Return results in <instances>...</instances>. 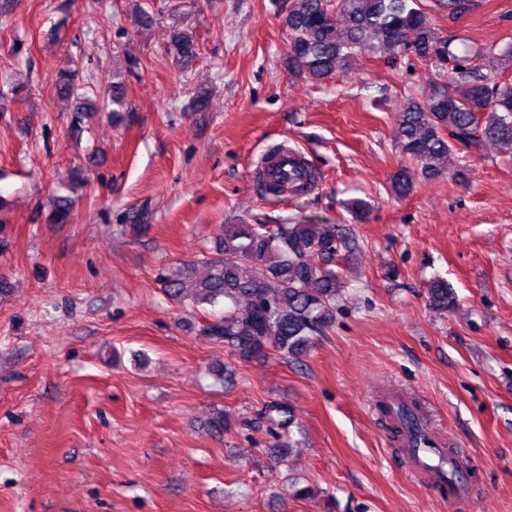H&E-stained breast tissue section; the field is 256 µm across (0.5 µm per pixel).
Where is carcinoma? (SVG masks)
<instances>
[{"label":"carcinoma","instance_id":"obj_1","mask_svg":"<svg viewBox=\"0 0 512 512\" xmlns=\"http://www.w3.org/2000/svg\"><path fill=\"white\" fill-rule=\"evenodd\" d=\"M434 2L451 19L479 5V0ZM285 26L288 64L312 79L328 78L357 56L381 51L409 50L442 72L424 98L405 99L397 113V146L414 169L404 165L394 172L391 195H409L417 175L462 176L460 151L478 142L512 155V83L492 81L497 71L512 66V46L499 53L491 49L473 65L436 37L418 0H291ZM166 52L185 70L198 57L193 36L181 30L174 31ZM54 90L57 98L76 101L78 119L96 110V102L80 92L74 70L59 72ZM259 181L263 194L277 197L290 187L307 192L311 178L280 170ZM50 206L51 223L68 222V197L54 195ZM357 248L356 238L334 224H226L220 257L207 263L210 273L201 280L179 274L168 279L165 291L174 300L188 291L200 303L224 299V320L211 325L209 335L240 358L268 349L299 358L332 325L336 298L344 290L333 266L338 259L350 261ZM428 299L436 310L455 305L452 289L440 280L430 286ZM263 419L270 432L285 433L295 423L293 410L278 403L267 406Z\"/></svg>","mask_w":512,"mask_h":512}]
</instances>
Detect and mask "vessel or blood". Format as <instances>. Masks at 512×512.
Returning a JSON list of instances; mask_svg holds the SVG:
<instances>
[{"mask_svg":"<svg viewBox=\"0 0 512 512\" xmlns=\"http://www.w3.org/2000/svg\"><path fill=\"white\" fill-rule=\"evenodd\" d=\"M389 415L396 428L398 444L406 470L424 475L431 486L441 489L449 503L471 495L470 483L455 472V453L426 424L417 409L403 410L398 398L389 401Z\"/></svg>","mask_w":512,"mask_h":512,"instance_id":"1","label":"vessel or blood"}]
</instances>
